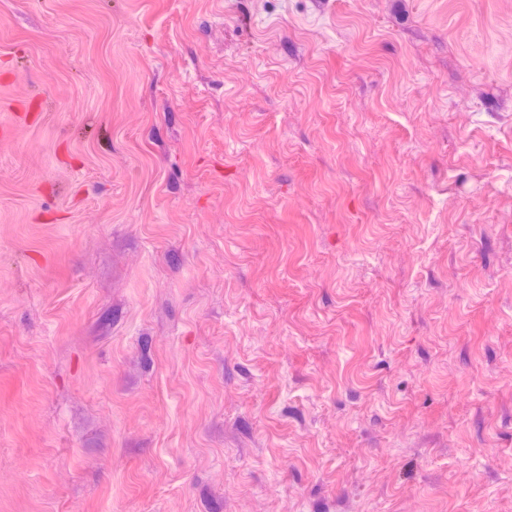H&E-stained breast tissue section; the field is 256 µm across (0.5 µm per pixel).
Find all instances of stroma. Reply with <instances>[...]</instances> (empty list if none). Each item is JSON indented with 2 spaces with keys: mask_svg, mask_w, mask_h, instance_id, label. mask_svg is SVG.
Listing matches in <instances>:
<instances>
[{
  "mask_svg": "<svg viewBox=\"0 0 512 512\" xmlns=\"http://www.w3.org/2000/svg\"><path fill=\"white\" fill-rule=\"evenodd\" d=\"M0 512H512V0H0Z\"/></svg>",
  "mask_w": 512,
  "mask_h": 512,
  "instance_id": "35a3bbf8",
  "label": "stroma"
}]
</instances>
